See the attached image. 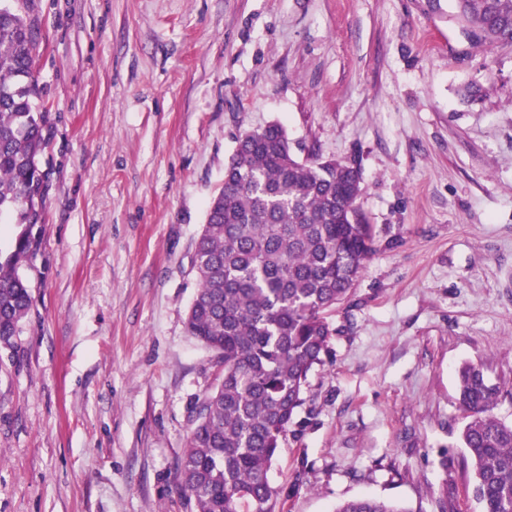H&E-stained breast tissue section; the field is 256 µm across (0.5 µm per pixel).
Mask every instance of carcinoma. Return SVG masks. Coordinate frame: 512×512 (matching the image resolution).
<instances>
[{"label": "carcinoma", "mask_w": 512, "mask_h": 512, "mask_svg": "<svg viewBox=\"0 0 512 512\" xmlns=\"http://www.w3.org/2000/svg\"><path fill=\"white\" fill-rule=\"evenodd\" d=\"M453 2L471 44L512 47V0ZM37 33L21 9L0 3V216L19 227L0 255V350L11 352L33 306L24 269L39 247L47 190L46 113L33 107ZM362 192L354 163L314 149L297 157L277 123L237 137L196 243L198 288L186 318L189 335L222 367L178 462L190 512H277L269 472L335 332L326 313L349 299L376 250ZM457 376L458 441L478 512H512V423L494 413L512 389L491 382L481 364L465 363ZM334 512L408 510L358 497Z\"/></svg>", "instance_id": "obj_1"}]
</instances>
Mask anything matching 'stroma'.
Returning a JSON list of instances; mask_svg holds the SVG:
<instances>
[{
    "label": "stroma",
    "mask_w": 512,
    "mask_h": 512,
    "mask_svg": "<svg viewBox=\"0 0 512 512\" xmlns=\"http://www.w3.org/2000/svg\"><path fill=\"white\" fill-rule=\"evenodd\" d=\"M49 186L32 310L0 365V512H188L177 463L219 382L188 335L195 241L240 131L354 162L377 251L273 461L281 512H477L456 369L512 381V48L451 0H15ZM482 96L468 103V84ZM334 512H407L376 497H358L336 505Z\"/></svg>",
    "instance_id": "1"
}]
</instances>
